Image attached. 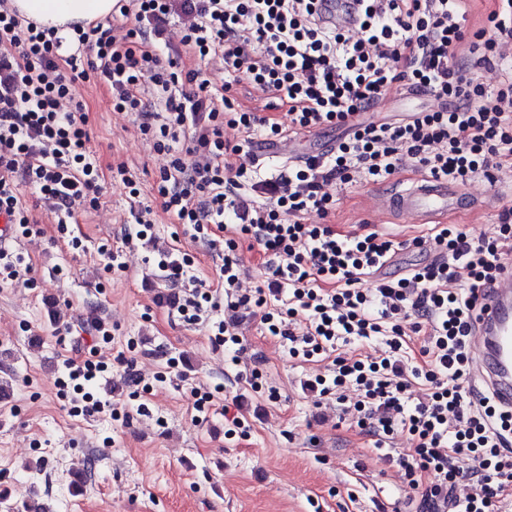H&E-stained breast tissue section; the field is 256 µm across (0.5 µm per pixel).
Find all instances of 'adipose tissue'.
Returning a JSON list of instances; mask_svg holds the SVG:
<instances>
[{
	"mask_svg": "<svg viewBox=\"0 0 512 512\" xmlns=\"http://www.w3.org/2000/svg\"><path fill=\"white\" fill-rule=\"evenodd\" d=\"M9 6L25 20L64 30L109 17L113 0H9Z\"/></svg>",
	"mask_w": 512,
	"mask_h": 512,
	"instance_id": "adipose-tissue-1",
	"label": "adipose tissue"
}]
</instances>
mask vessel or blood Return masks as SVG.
Listing matches in <instances>:
<instances>
[{
    "label": "vessel or blood",
    "instance_id": "1",
    "mask_svg": "<svg viewBox=\"0 0 512 512\" xmlns=\"http://www.w3.org/2000/svg\"><path fill=\"white\" fill-rule=\"evenodd\" d=\"M359 0H318L321 23L349 33L359 29ZM479 196L465 195L448 180L421 179L397 189L387 210L422 223L462 207L476 208ZM472 352L476 375L484 390L512 409V265L506 266L473 319Z\"/></svg>",
    "mask_w": 512,
    "mask_h": 512
}]
</instances>
